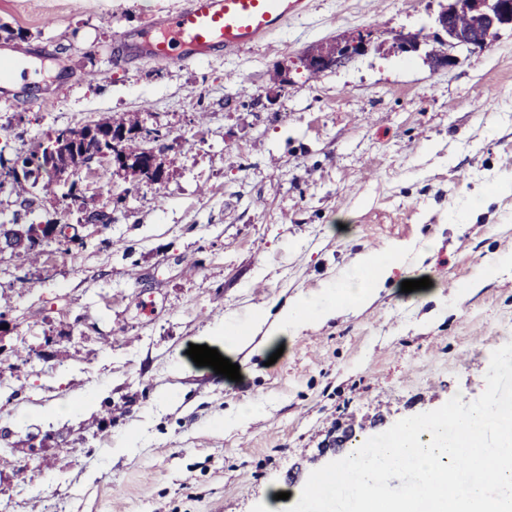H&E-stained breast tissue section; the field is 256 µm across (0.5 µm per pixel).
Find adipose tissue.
<instances>
[{"mask_svg":"<svg viewBox=\"0 0 512 512\" xmlns=\"http://www.w3.org/2000/svg\"><path fill=\"white\" fill-rule=\"evenodd\" d=\"M402 254L399 247L365 252L356 258L343 282L325 288L319 294L291 300L271 322L260 313L246 325L234 318H225L223 323L213 327V338L223 344L226 354L232 355L247 344L252 330L265 329L269 341L275 342L346 311L364 307L378 294Z\"/></svg>","mask_w":512,"mask_h":512,"instance_id":"ef3b65f1","label":"adipose tissue"}]
</instances>
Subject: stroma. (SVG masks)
I'll return each mask as SVG.
<instances>
[{"label":"stroma","mask_w":512,"mask_h":512,"mask_svg":"<svg viewBox=\"0 0 512 512\" xmlns=\"http://www.w3.org/2000/svg\"><path fill=\"white\" fill-rule=\"evenodd\" d=\"M447 2L310 0L269 40L184 66L112 58L116 31L180 0H0V46L42 74L0 95L1 159L115 112L174 141L163 188L124 207L123 179L81 172L111 223L35 263L0 257V512H265L280 492L288 508L338 431L483 393L512 342V263L484 267L512 252V26L438 67L396 49ZM367 32L364 54L303 67ZM48 217L77 221L62 196L0 189V224ZM395 244L409 254L370 307L290 337L275 363L242 351L236 382L188 356L225 315L318 294ZM243 403L256 418L223 427Z\"/></svg>","instance_id":"1"}]
</instances>
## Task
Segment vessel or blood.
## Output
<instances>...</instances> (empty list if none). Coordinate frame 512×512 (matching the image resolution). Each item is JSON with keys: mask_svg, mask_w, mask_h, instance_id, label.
Here are the masks:
<instances>
[{"mask_svg": "<svg viewBox=\"0 0 512 512\" xmlns=\"http://www.w3.org/2000/svg\"><path fill=\"white\" fill-rule=\"evenodd\" d=\"M308 8L309 0H182L175 11L150 19L143 33L119 32L114 57L190 65L217 53L229 56Z\"/></svg>", "mask_w": 512, "mask_h": 512, "instance_id": "1", "label": "vessel or blood"}]
</instances>
